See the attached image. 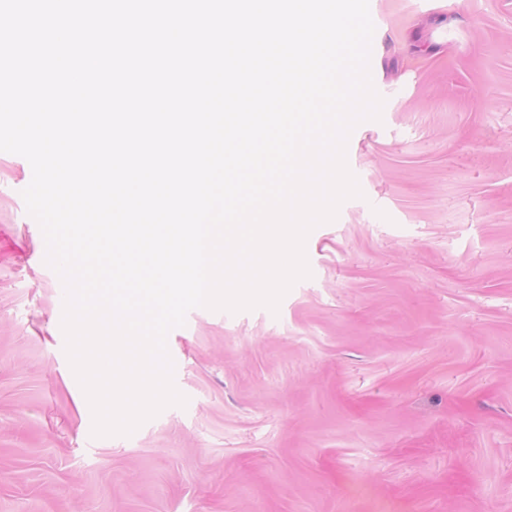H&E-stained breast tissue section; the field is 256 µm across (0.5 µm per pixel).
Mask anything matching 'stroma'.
<instances>
[{"label": "stroma", "instance_id": "35a3bbf8", "mask_svg": "<svg viewBox=\"0 0 512 512\" xmlns=\"http://www.w3.org/2000/svg\"><path fill=\"white\" fill-rule=\"evenodd\" d=\"M362 197L277 311L197 308L186 406L95 437L0 152V512H512V0H371Z\"/></svg>", "mask_w": 512, "mask_h": 512}]
</instances>
